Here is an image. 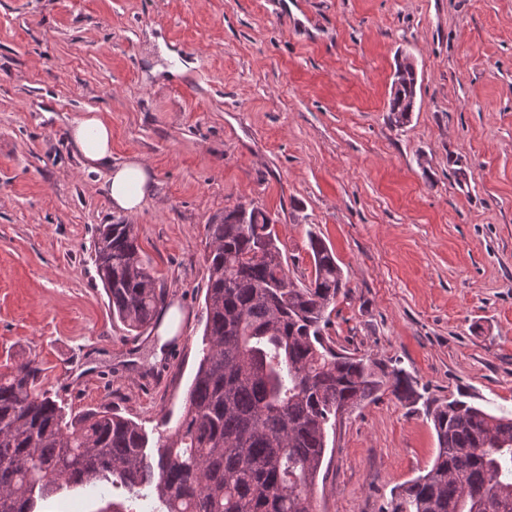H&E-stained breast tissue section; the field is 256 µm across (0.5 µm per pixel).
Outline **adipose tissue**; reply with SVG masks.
Wrapping results in <instances>:
<instances>
[{
    "mask_svg": "<svg viewBox=\"0 0 512 512\" xmlns=\"http://www.w3.org/2000/svg\"><path fill=\"white\" fill-rule=\"evenodd\" d=\"M69 137L89 169L107 166V190L112 207L130 215L139 213L151 184L149 168L135 157L121 165L111 166V124L98 113L89 112L74 121Z\"/></svg>",
    "mask_w": 512,
    "mask_h": 512,
    "instance_id": "obj_1",
    "label": "adipose tissue"
}]
</instances>
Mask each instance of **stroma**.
I'll use <instances>...</instances> for the list:
<instances>
[{"label":"stroma","instance_id":"1","mask_svg":"<svg viewBox=\"0 0 512 512\" xmlns=\"http://www.w3.org/2000/svg\"><path fill=\"white\" fill-rule=\"evenodd\" d=\"M420 88L387 102L398 55ZM112 160H144L138 242L178 311L136 334L114 321L93 261L116 212L68 141L88 111ZM258 207L291 279L308 235L347 280L335 348L393 362L421 395L344 414L319 512H381L438 452L427 400L512 412V0H0V367L36 359L77 411L110 405L157 439L177 422L206 320L205 226ZM164 512L74 486L40 512ZM409 60V56L397 59L393 75L388 120L391 125L397 127L409 122L416 104L417 76L415 67Z\"/></svg>","mask_w":512,"mask_h":512}]
</instances>
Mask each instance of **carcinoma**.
I'll list each match as a JSON object with an SVG mask.
<instances>
[{"mask_svg":"<svg viewBox=\"0 0 512 512\" xmlns=\"http://www.w3.org/2000/svg\"><path fill=\"white\" fill-rule=\"evenodd\" d=\"M417 96L410 57L396 61L389 123L409 122ZM313 272L288 275L273 219L236 207L206 225L208 280L201 358L176 427L156 453L142 427L104 406L69 413L41 385L34 359L0 371V512L74 485L149 486L166 512H316L314 487L337 414L388 391L413 403L403 369L337 352L327 342L343 288L332 249L309 234ZM94 263L112 318L131 331L165 306L134 224L99 229ZM438 454L393 490L382 512H512V415L460 399L428 407Z\"/></svg>","mask_w":512,"mask_h":512,"instance_id":"1","label":"carcinoma"}]
</instances>
